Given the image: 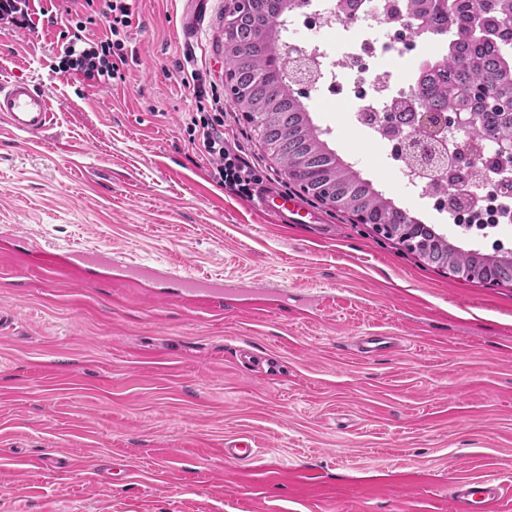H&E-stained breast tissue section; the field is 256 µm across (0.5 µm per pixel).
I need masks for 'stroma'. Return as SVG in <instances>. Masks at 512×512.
Returning a JSON list of instances; mask_svg holds the SVG:
<instances>
[{"instance_id":"stroma-1","label":"stroma","mask_w":512,"mask_h":512,"mask_svg":"<svg viewBox=\"0 0 512 512\" xmlns=\"http://www.w3.org/2000/svg\"><path fill=\"white\" fill-rule=\"evenodd\" d=\"M231 2L135 0L139 61L97 87L63 70L66 22L0 21V83L48 91L55 113L39 137L0 121V512H464L457 483L512 475V283L450 275L315 200L323 223H274L215 182L180 67L193 56L225 96ZM303 103L362 177L468 247L405 196L341 96ZM224 130L297 194L229 104ZM72 249L288 304L218 316L205 295L68 268ZM324 293L334 305L305 301ZM367 334L392 345L360 353ZM241 346L273 372L243 367ZM242 435L257 456L227 459Z\"/></svg>"}]
</instances>
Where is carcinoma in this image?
<instances>
[{
    "label": "carcinoma",
    "instance_id": "obj_1",
    "mask_svg": "<svg viewBox=\"0 0 512 512\" xmlns=\"http://www.w3.org/2000/svg\"><path fill=\"white\" fill-rule=\"evenodd\" d=\"M283 9L272 12L267 0H236L224 19V34L247 46L245 57L227 60L229 81L237 86L232 105L245 114L257 137L273 146L274 157L288 173L295 170L313 179V195L323 203L325 184L336 187L339 210L366 213L370 224L393 225L419 242L420 257L431 264L462 268L474 282H512V265L496 264L487 255L453 246L443 235L424 229L397 209L391 199L359 177L321 139L307 110L293 97L292 80L270 58L282 45L284 16L298 0H279ZM406 27L414 34L447 35L446 50L424 67L415 81V96L427 112H475L479 121L471 131L478 147L512 140V0H405ZM425 18L423 27L416 20ZM491 36L470 34L477 24Z\"/></svg>",
    "mask_w": 512,
    "mask_h": 512
}]
</instances>
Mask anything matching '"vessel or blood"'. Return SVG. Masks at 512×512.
<instances>
[{
  "instance_id": "b4317fda",
  "label": "vessel or blood",
  "mask_w": 512,
  "mask_h": 512,
  "mask_svg": "<svg viewBox=\"0 0 512 512\" xmlns=\"http://www.w3.org/2000/svg\"><path fill=\"white\" fill-rule=\"evenodd\" d=\"M53 112L49 96L28 84L15 82L0 86V120L24 133L44 132L51 124ZM256 203L260 211L279 224H317L320 216L299 198L277 187L264 184L257 191ZM124 271L135 278L152 277L165 287L176 289L181 295L209 293L223 298L225 307H236L235 297L224 296L217 282L209 279L183 276L170 271L149 270L133 263H124ZM455 493L464 502L468 512H497L506 499L512 497V482L488 478L477 482L457 484Z\"/></svg>"
}]
</instances>
